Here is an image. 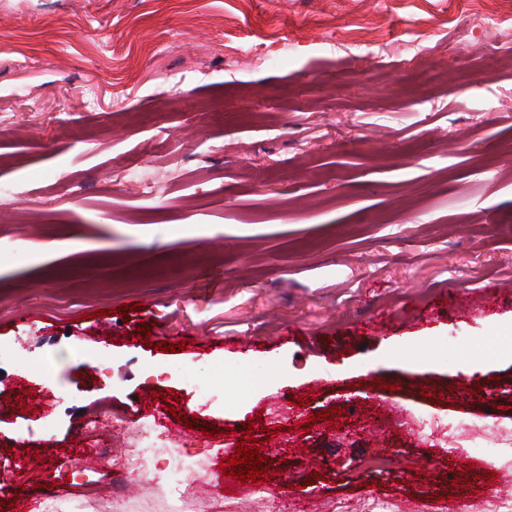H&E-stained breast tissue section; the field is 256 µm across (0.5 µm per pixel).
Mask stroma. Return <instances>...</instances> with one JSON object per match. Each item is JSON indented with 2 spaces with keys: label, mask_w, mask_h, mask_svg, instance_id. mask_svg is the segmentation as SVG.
Here are the masks:
<instances>
[{
  "label": "stroma",
  "mask_w": 512,
  "mask_h": 512,
  "mask_svg": "<svg viewBox=\"0 0 512 512\" xmlns=\"http://www.w3.org/2000/svg\"><path fill=\"white\" fill-rule=\"evenodd\" d=\"M4 113L20 130L0 136V498L294 512L280 478L244 495L214 480L275 407L293 428L261 453L320 512L492 498L484 462L444 453L455 431L423 441L432 470L403 465L418 412L512 421V351L487 352L512 334V0H0ZM132 166L160 195L123 181ZM208 272L224 285L198 293ZM433 336L466 337L473 373L414 361ZM334 406L337 425L309 423ZM156 425L153 463L115 469ZM189 425L226 437L176 492ZM465 466L473 481L455 489Z\"/></svg>",
  "instance_id": "1"
}]
</instances>
